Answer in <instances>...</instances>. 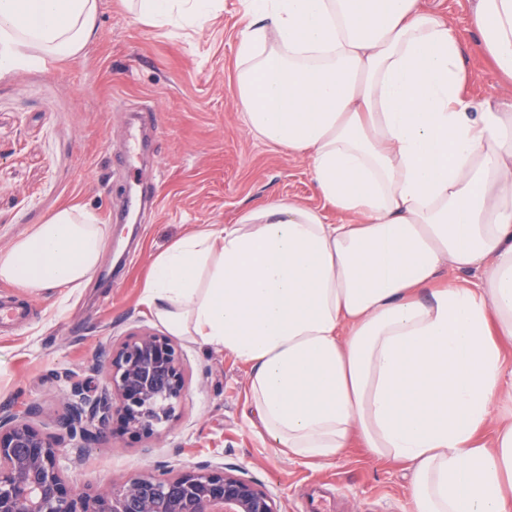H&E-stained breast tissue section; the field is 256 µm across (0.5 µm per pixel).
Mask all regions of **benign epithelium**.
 Segmentation results:
<instances>
[{"label": "benign epithelium", "instance_id": "benign-epithelium-1", "mask_svg": "<svg viewBox=\"0 0 512 512\" xmlns=\"http://www.w3.org/2000/svg\"><path fill=\"white\" fill-rule=\"evenodd\" d=\"M107 370L92 393L74 382L56 429L34 423L39 409L0 408V512H279L272 494L222 464L129 476L92 493L71 481L87 448L113 422L137 438L160 437L186 397L181 352L165 335L144 332L101 350L91 370Z\"/></svg>", "mask_w": 512, "mask_h": 512}]
</instances>
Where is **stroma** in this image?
Here are the masks:
<instances>
[{"instance_id": "obj_1", "label": "stroma", "mask_w": 512, "mask_h": 512, "mask_svg": "<svg viewBox=\"0 0 512 512\" xmlns=\"http://www.w3.org/2000/svg\"><path fill=\"white\" fill-rule=\"evenodd\" d=\"M242 0H222L199 28L156 27L120 0H100L97 36L79 56L0 79V250L78 204L111 225L92 280L62 294L0 282V298L30 307L27 324L0 333V406L37 404L52 427L71 382L101 389L89 372L103 347L163 328L142 302L145 274L185 234L232 224L245 210L292 200L336 223L308 159L246 129L235 79ZM466 89L476 100L512 97L477 52ZM185 406L158 439L107 429L78 481L106 485L164 466L211 461L268 490L279 512H414L402 464L360 444L312 465L272 448L248 421L249 367L232 354L179 339Z\"/></svg>"}]
</instances>
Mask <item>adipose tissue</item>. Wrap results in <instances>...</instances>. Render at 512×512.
<instances>
[{
	"instance_id": "1",
	"label": "adipose tissue",
	"mask_w": 512,
	"mask_h": 512,
	"mask_svg": "<svg viewBox=\"0 0 512 512\" xmlns=\"http://www.w3.org/2000/svg\"><path fill=\"white\" fill-rule=\"evenodd\" d=\"M219 2L124 0L159 27L201 26ZM244 2L247 129L305 155L340 219L272 201L188 234L153 262L146 304L251 365L272 447L320 462L357 440L405 466L414 512H512V419L487 427L512 344V98L465 95L466 46L421 0ZM98 13L0 0V79L83 53ZM471 25L512 80V0H475ZM109 234L62 208L0 250V281L83 287Z\"/></svg>"
}]
</instances>
